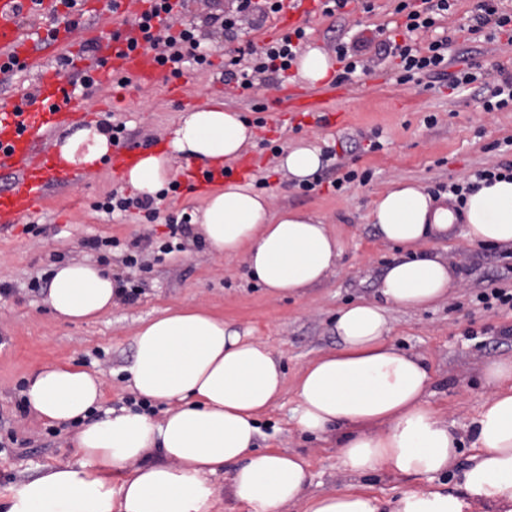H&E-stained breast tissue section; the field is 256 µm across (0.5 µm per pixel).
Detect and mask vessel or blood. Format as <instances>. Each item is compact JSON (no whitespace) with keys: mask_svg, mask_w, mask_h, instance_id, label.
<instances>
[{"mask_svg":"<svg viewBox=\"0 0 512 512\" xmlns=\"http://www.w3.org/2000/svg\"><path fill=\"white\" fill-rule=\"evenodd\" d=\"M49 16L54 0H0V64L16 61L35 76L31 90L23 93L10 110L0 111V171L11 178L8 193L0 197V231L20 224L45 200L52 159L45 148L56 129L77 122L82 107L65 93V74L53 67L48 54L39 51L22 17L25 10ZM318 13L314 0H288L287 21L306 24ZM101 23L78 26L84 40L98 43L101 59L86 66L90 78L108 86L117 74L130 75L135 88L155 84L162 69L143 50L128 51L125 44L102 43Z\"/></svg>","mask_w":512,"mask_h":512,"instance_id":"1","label":"vessel or blood"}]
</instances>
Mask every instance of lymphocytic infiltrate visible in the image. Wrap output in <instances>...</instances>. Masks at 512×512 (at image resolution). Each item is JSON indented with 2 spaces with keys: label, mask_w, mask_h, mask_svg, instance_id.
Instances as JSON below:
<instances>
[{
  "label": "lymphocytic infiltrate",
  "mask_w": 512,
  "mask_h": 512,
  "mask_svg": "<svg viewBox=\"0 0 512 512\" xmlns=\"http://www.w3.org/2000/svg\"><path fill=\"white\" fill-rule=\"evenodd\" d=\"M185 4L186 0H152L140 23V38L126 39L118 32L114 33L113 38L117 41L125 40L129 49L140 47L154 53L156 61L175 76L191 68H212V54L202 48L197 28L180 20ZM452 7L453 0H398L394 12L402 18L400 28L405 36L404 42H397L392 34L376 44L365 37L350 43L337 42L335 53L343 65L342 79H349L351 75L363 70L364 64L359 53L372 46L377 55L395 58L394 70L398 83L405 84L428 77L438 82H447L453 90H465L476 83L482 92L479 101L482 111H512V76L491 83L483 82L470 64L457 72H448V65L454 61L453 41L447 36H436L435 30L439 17L450 13ZM281 10L282 0H237L234 13L222 16L211 14L205 22L219 27L225 36L232 39L237 37L243 25H261ZM467 30L473 35H484L489 41L500 34L512 40V13L501 10L496 0H482ZM426 32L432 35L427 45L416 43L415 35ZM306 38V30L298 27L264 46L247 45L244 55L249 58L248 66H241V57L225 59V82L233 81L242 88L251 89L257 80L265 77L271 79L273 84H282Z\"/></svg>",
  "instance_id": "1"
}]
</instances>
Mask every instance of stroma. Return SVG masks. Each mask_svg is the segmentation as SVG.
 Masks as SVG:
<instances>
[{"label":"stroma","instance_id":"stroma-1","mask_svg":"<svg viewBox=\"0 0 512 512\" xmlns=\"http://www.w3.org/2000/svg\"><path fill=\"white\" fill-rule=\"evenodd\" d=\"M477 3L456 0L440 27L467 62L512 74V43L503 37L489 42L463 31ZM373 4V12L367 14L361 0H352L344 17L312 19L309 45L329 54L337 41L392 27L393 0ZM236 5V0L188 2L184 19L197 23L204 44L214 53V68L189 70L179 78L160 77L155 86L126 98L110 97L105 88L93 89L82 100L85 119L125 123L128 136L118 150L137 154L167 149L179 115L210 100L223 102L250 122L264 116L265 127L255 131L257 146L232 163L231 179L261 185L272 212L302 210L329 224L342 244L341 261L302 296L275 297L249 279L243 258L219 256L200 244L187 246L186 227L173 226V219L194 213L207 194L206 188H190L186 167H179L175 178L180 188L160 202L159 217L152 223L135 209L114 215L99 210V203L112 192L126 190L121 172L110 164L101 165L83 183L49 184L44 208L26 225L0 234V503L38 477L45 465L72 464L80 457L77 425H47L22 408V391L34 371L52 364L95 371L108 394L107 408L129 407L126 370L133 361V335L140 320L167 307L191 304L223 317L228 329L267 344L287 379H295L306 363L339 348L338 310L373 299L388 266L403 255L401 248L377 237L368 219L376 193L399 180L416 182L431 192L440 185L473 181L475 171L486 164L512 161V150L499 148L500 142L512 139V112L480 111L473 91H454L443 82L397 83L390 60L371 48L363 53L369 74L357 73L340 83L329 80L312 87L293 69L278 89L245 90L225 83L220 66L225 48L249 42L259 46L287 32L276 16L260 29L239 32L232 41L205 24L206 13L230 12ZM290 92L320 99L327 109L325 117L293 110L286 98ZM429 116L434 125L426 124ZM374 134L382 147L372 152L368 144ZM263 138L281 147L302 141L322 147L324 164L315 175L316 189L303 192L277 171L276 156L259 144ZM340 162L367 174V182L334 191L330 183ZM464 228V220H457L447 236L431 242L450 265L462 270L460 287L427 309H391L388 321L390 343L422 356L431 369L429 406L465 435L487 397L484 364L512 358V310L486 309L475 296L487 288L512 287V257L502 246L468 245ZM90 236L115 240L116 245L90 251L84 246ZM147 236L158 241L175 237L184 249L159 262L150 257L144 266L125 267L122 255ZM68 261L109 268L113 277L137 286L138 293L98 320L59 321L43 300L52 267ZM295 406L294 390L286 388L261 419L259 447L305 456L310 462L307 494L343 489L349 476L335 435L297 432L290 420ZM457 482L449 473L431 477L379 472L361 480L369 492L389 503L406 489L448 490Z\"/></svg>","mask_w":512,"mask_h":512}]
</instances>
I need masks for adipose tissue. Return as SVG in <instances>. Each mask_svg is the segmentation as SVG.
I'll return each mask as SVG.
<instances>
[{
  "label": "adipose tissue",
  "instance_id": "1",
  "mask_svg": "<svg viewBox=\"0 0 512 512\" xmlns=\"http://www.w3.org/2000/svg\"><path fill=\"white\" fill-rule=\"evenodd\" d=\"M253 140L239 112L210 101L182 113L167 150L139 155L124 183L134 194L153 196L178 161L221 165L240 158ZM54 151L62 166L93 170L111 153L112 137L94 122L56 139ZM322 165V149L308 143L285 148L277 160L278 170L298 182ZM462 212L468 243L512 244V177L467 194ZM456 214L412 181L377 194L370 221L405 255L388 268L374 299L339 310L340 349L310 361L297 377L293 425L311 435L336 434L353 479L347 489L304 496L308 461L257 449L259 421L285 386L279 361L267 345L229 330L211 311L184 306L142 321L133 338L127 386L163 406L160 419L125 409L90 421L105 397L94 373L65 364L32 375L29 408L51 424L81 423V457L74 465L45 466L8 500L6 512H214L224 497L247 512H288L296 505L302 512H512V359L482 370L490 393L464 459L461 437L426 400L432 375L424 358L387 341L390 308L430 306L460 282L427 247L430 238L448 233ZM194 223L211 252L243 258L249 277L276 296L320 283L342 254L321 220L300 210L272 213L267 196L248 182L210 192ZM122 294L104 268L73 262L53 267L44 303L56 319L80 323L110 312ZM453 469L456 489H408L390 511L356 485L378 471L421 476ZM225 473L230 480L218 487L214 479Z\"/></svg>",
  "mask_w": 512,
  "mask_h": 512
}]
</instances>
